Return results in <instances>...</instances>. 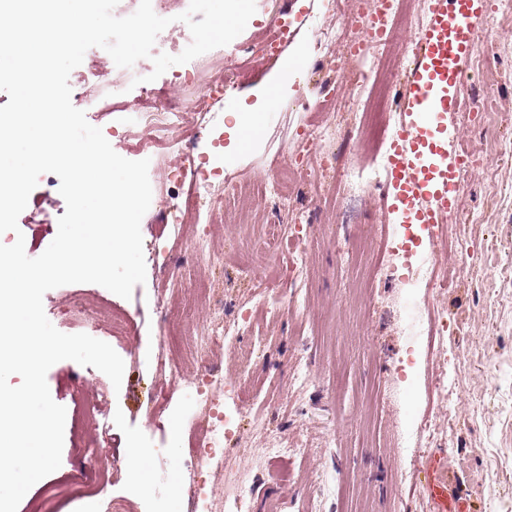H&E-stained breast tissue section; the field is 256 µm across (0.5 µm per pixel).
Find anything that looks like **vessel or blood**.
Here are the masks:
<instances>
[{"label": "vessel or blood", "instance_id": "b4317fda", "mask_svg": "<svg viewBox=\"0 0 512 512\" xmlns=\"http://www.w3.org/2000/svg\"><path fill=\"white\" fill-rule=\"evenodd\" d=\"M429 2L428 22L416 35L419 51L405 72L381 195L388 212L403 205L413 223L443 224L457 206L458 179L466 171L462 151L448 138V115L460 105L464 66L479 45L482 10L475 0ZM423 469L419 493L433 512H471L465 498L449 492L443 456H426Z\"/></svg>", "mask_w": 512, "mask_h": 512}]
</instances>
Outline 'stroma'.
<instances>
[{"label":"stroma","instance_id":"stroma-1","mask_svg":"<svg viewBox=\"0 0 512 512\" xmlns=\"http://www.w3.org/2000/svg\"><path fill=\"white\" fill-rule=\"evenodd\" d=\"M499 6L485 0L487 57L468 62L464 73L463 99L479 111L448 115L458 147L478 154L480 164L465 174L439 239L429 238L426 225L397 223L382 210L379 189L356 200L342 194L327 171L291 186L300 217L282 228L279 249L267 245L278 213L268 184L320 155L371 163L342 108L350 76L368 63L344 49L331 60L315 50L331 25L344 28L347 40L360 38L350 0H258L230 44L155 80L187 98L191 90L179 81L185 69L207 78L216 59L243 64L237 88L212 100L206 116L187 108L180 132L214 180L244 191L213 221L172 236L162 216L186 187L173 181L170 157L153 156L152 201L141 221L145 284L128 299L96 284L45 293L50 322L110 344L124 375L116 388L101 371L70 360L48 370L51 397L66 409L62 463L31 487L18 512H85L90 501L108 512L115 499L127 512H189L194 489L208 494L205 512H224L230 468L254 479L244 512H308L320 478L323 512H429L418 483L433 452L447 458L474 512H512V25ZM282 10L292 22L287 47L249 55ZM69 83L101 96V109L86 118L114 151L142 159L127 112L145 100L144 86H129L107 62L97 70L81 64ZM317 126L331 127V135L309 139ZM59 184L54 174L40 176L18 232L0 234V244L21 235L28 256L44 252L65 212ZM200 240L205 255L190 259ZM434 253L446 262L447 287H409L411 260ZM99 307L127 313L126 332L112 333ZM233 319L238 332L203 364L182 356L181 380L159 374L155 356L170 326L193 339ZM249 352L254 358L243 364ZM205 365L243 404L208 469L194 474L189 454L209 420L196 399ZM255 404L265 431L285 434L298 454H269L249 412ZM406 418L435 429H416L401 445L395 427ZM135 448L147 454L143 467L134 463Z\"/></svg>","mask_w":512,"mask_h":512}]
</instances>
